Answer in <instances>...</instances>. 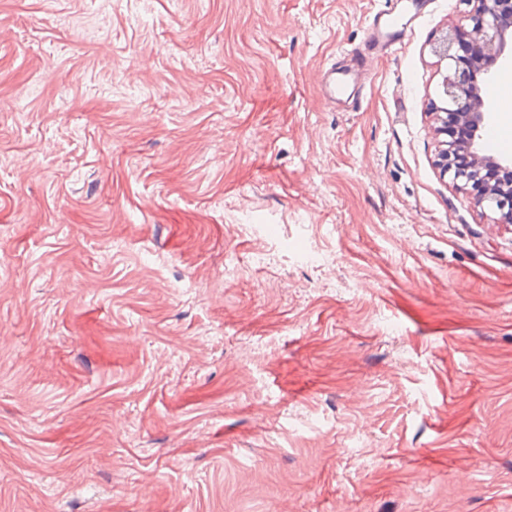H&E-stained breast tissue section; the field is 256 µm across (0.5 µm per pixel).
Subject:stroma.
Masks as SVG:
<instances>
[{"mask_svg": "<svg viewBox=\"0 0 512 512\" xmlns=\"http://www.w3.org/2000/svg\"><path fill=\"white\" fill-rule=\"evenodd\" d=\"M380 7L0 0V512H512V223L428 109L461 14ZM398 1L387 0L385 9L380 10L373 19V39L383 47L400 44L414 23L398 11ZM358 84V73L355 70H338L332 68L324 75V88L335 103L348 100L355 92Z\"/></svg>", "mask_w": 512, "mask_h": 512, "instance_id": "1", "label": "stroma"}]
</instances>
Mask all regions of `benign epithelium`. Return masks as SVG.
Masks as SVG:
<instances>
[{
	"label": "benign epithelium",
	"mask_w": 512,
	"mask_h": 512,
	"mask_svg": "<svg viewBox=\"0 0 512 512\" xmlns=\"http://www.w3.org/2000/svg\"><path fill=\"white\" fill-rule=\"evenodd\" d=\"M470 7L472 22L442 32L431 45L438 63H446L440 84L441 105L432 108L439 134L448 124L466 126L465 142L439 141L435 165L441 176L469 195L472 203L496 214V223H512V162L480 154L487 104L483 87L492 74L512 64V0H459Z\"/></svg>",
	"instance_id": "7a95c632"
}]
</instances>
